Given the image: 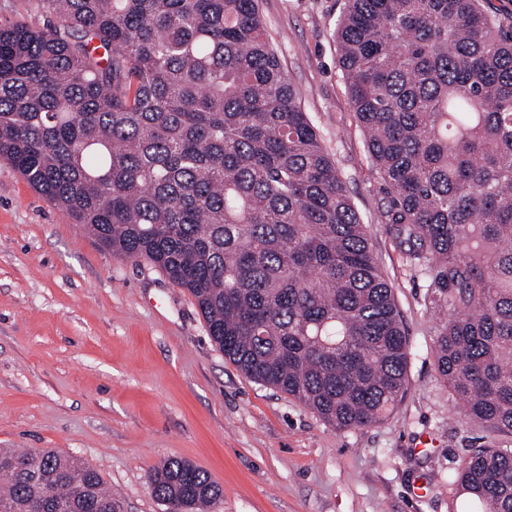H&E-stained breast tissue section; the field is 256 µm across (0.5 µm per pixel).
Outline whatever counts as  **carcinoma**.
<instances>
[{"label":"carcinoma","instance_id":"obj_1","mask_svg":"<svg viewBox=\"0 0 512 512\" xmlns=\"http://www.w3.org/2000/svg\"><path fill=\"white\" fill-rule=\"evenodd\" d=\"M488 0H344L337 65L382 212L440 315L433 356L468 417L512 434V19ZM0 29V160L112 255L194 297L246 376L329 425L372 426L405 393L409 340L367 225L283 71L259 0H39ZM448 482L512 512V448ZM166 512H213L207 471L165 459ZM122 512L102 476L0 448V505Z\"/></svg>","mask_w":512,"mask_h":512}]
</instances>
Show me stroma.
<instances>
[{
    "instance_id": "obj_1",
    "label": "stroma",
    "mask_w": 512,
    "mask_h": 512,
    "mask_svg": "<svg viewBox=\"0 0 512 512\" xmlns=\"http://www.w3.org/2000/svg\"><path fill=\"white\" fill-rule=\"evenodd\" d=\"M344 0H261L298 101L367 224L408 331L402 399L338 429L250 379L211 341L193 296L122 259L0 160V448L96 469L125 512H164L149 474L178 457L224 490L215 512H463L448 472L512 436L472 422L439 378L428 279L387 234L377 174L336 63Z\"/></svg>"
}]
</instances>
